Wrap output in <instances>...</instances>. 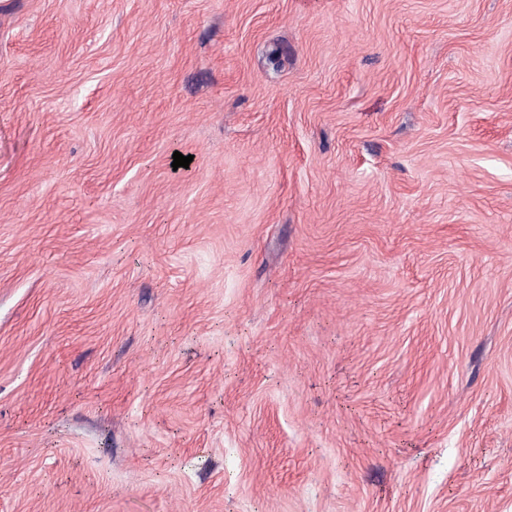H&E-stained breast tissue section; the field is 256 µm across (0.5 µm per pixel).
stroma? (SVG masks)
<instances>
[{"mask_svg": "<svg viewBox=\"0 0 512 512\" xmlns=\"http://www.w3.org/2000/svg\"><path fill=\"white\" fill-rule=\"evenodd\" d=\"M0 512H512V0H0Z\"/></svg>", "mask_w": 512, "mask_h": 512, "instance_id": "1", "label": "stroma"}]
</instances>
